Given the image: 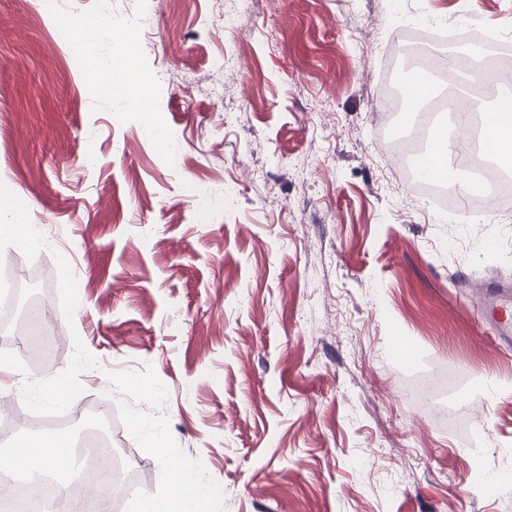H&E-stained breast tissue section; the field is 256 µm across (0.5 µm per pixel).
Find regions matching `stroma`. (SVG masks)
<instances>
[{"label": "stroma", "mask_w": 512, "mask_h": 512, "mask_svg": "<svg viewBox=\"0 0 512 512\" xmlns=\"http://www.w3.org/2000/svg\"><path fill=\"white\" fill-rule=\"evenodd\" d=\"M142 4L0 0V194L32 227L0 292L43 273L60 336L0 339V431L111 408L114 512L171 471L204 512H512V351L480 301L512 289V219L408 199L382 147L406 32L512 33V0H255L234 30L223 0L129 26ZM91 18L149 111L72 68Z\"/></svg>", "instance_id": "1"}]
</instances>
